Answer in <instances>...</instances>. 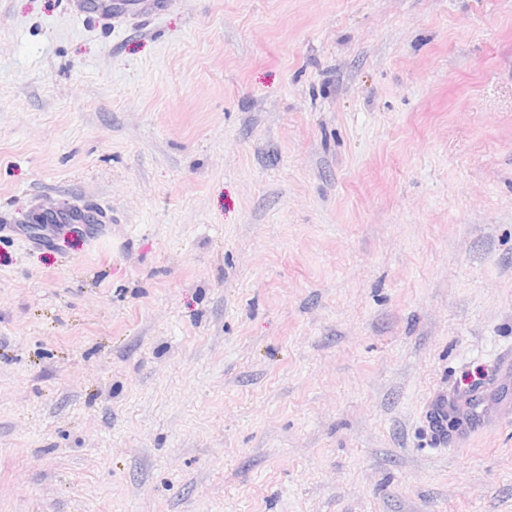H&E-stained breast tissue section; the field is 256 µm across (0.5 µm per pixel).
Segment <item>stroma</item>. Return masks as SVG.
I'll list each match as a JSON object with an SVG mask.
<instances>
[{"label": "stroma", "instance_id": "obj_1", "mask_svg": "<svg viewBox=\"0 0 512 512\" xmlns=\"http://www.w3.org/2000/svg\"><path fill=\"white\" fill-rule=\"evenodd\" d=\"M507 354L512 0H0V512H512Z\"/></svg>", "mask_w": 512, "mask_h": 512}]
</instances>
